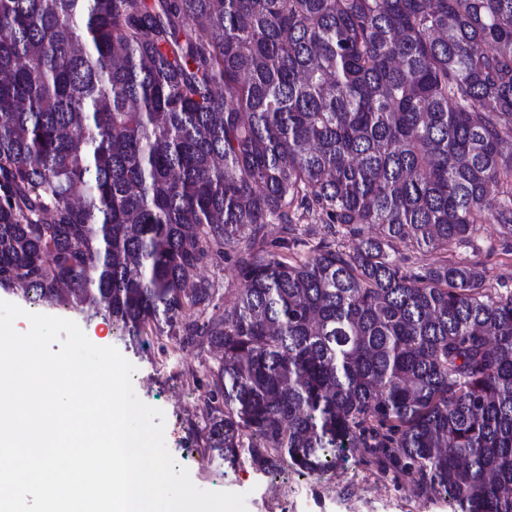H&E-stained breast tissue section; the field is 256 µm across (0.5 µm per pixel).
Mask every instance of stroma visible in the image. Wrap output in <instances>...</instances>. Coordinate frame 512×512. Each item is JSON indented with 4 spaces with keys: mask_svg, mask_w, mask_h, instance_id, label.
Segmentation results:
<instances>
[{
    "mask_svg": "<svg viewBox=\"0 0 512 512\" xmlns=\"http://www.w3.org/2000/svg\"><path fill=\"white\" fill-rule=\"evenodd\" d=\"M426 258L431 262L446 258L479 263L487 287L512 291V234L499 225H477L470 240L427 253ZM200 275L215 289L216 313H223L232 305L239 286L234 255L206 264ZM0 300L28 312L73 320L93 344L117 348L136 368L132 379L138 397L164 412L166 446L178 466L188 469L199 488L246 494L247 512H453L445 494L424 496L413 503L403 485L380 486L379 473L358 454H346L337 459L335 467L315 473L302 474L285 465L272 473L246 458L228 467L217 454L192 446L188 434L190 424L202 420L200 408L210 390L205 372L212 361L210 355L156 333L144 343L130 346L110 321L87 319L60 303L29 299L1 288ZM274 478L296 489L287 508L274 506L265 497V487Z\"/></svg>",
    "mask_w": 512,
    "mask_h": 512,
    "instance_id": "obj_1",
    "label": "stroma"
}]
</instances>
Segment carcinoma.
<instances>
[{"label": "carcinoma", "mask_w": 512, "mask_h": 512, "mask_svg": "<svg viewBox=\"0 0 512 512\" xmlns=\"http://www.w3.org/2000/svg\"><path fill=\"white\" fill-rule=\"evenodd\" d=\"M487 222L512 232V0H0V288L211 355L192 437L228 463L359 448L512 512V294L394 249ZM235 255L229 252L224 260H218L206 264L200 270V276L209 280L215 288V295L209 311L224 314V308L233 304L236 288L239 286L235 266ZM216 305V308L213 306Z\"/></svg>", "instance_id": "carcinoma-1"}]
</instances>
